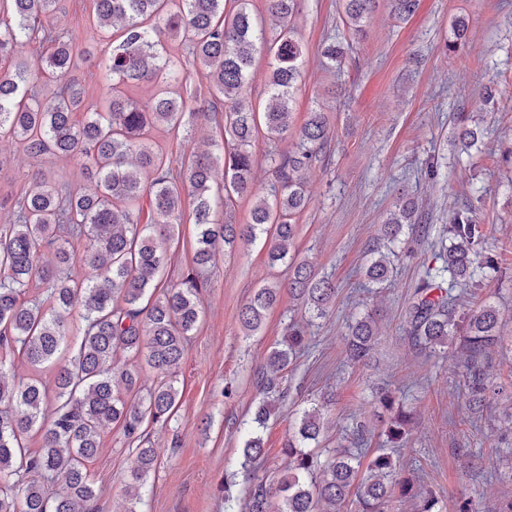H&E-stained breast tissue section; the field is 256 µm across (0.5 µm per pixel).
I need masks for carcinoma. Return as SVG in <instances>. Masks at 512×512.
I'll use <instances>...</instances> for the list:
<instances>
[{"mask_svg":"<svg viewBox=\"0 0 512 512\" xmlns=\"http://www.w3.org/2000/svg\"><path fill=\"white\" fill-rule=\"evenodd\" d=\"M60 0H0V14L14 23L0 29V140L9 139L32 160L59 159L80 167L93 192H72L38 167L13 206V224L0 233V351L18 353L36 369H54L53 385L23 378L7 385L0 359V512H95L97 489L88 463L100 449L108 426H122L124 437L138 443L136 462L126 473L125 512H137L142 490L156 468L159 451L144 445L142 425L167 422L179 401L177 376L186 345L197 330L203 271L219 252L231 254L268 240L270 267L288 266V278L256 289L240 312L246 335L260 330L266 312L282 288L326 316L336 285L320 277L292 251L297 235L294 216L307 205L306 173L329 137L324 112H311L294 149L271 157L275 182L257 192L251 143L258 135L278 141L292 132L290 102L302 75L303 50L293 20L298 0H266L273 20L272 39L247 10V0L225 11L224 0H92L96 27L115 25L117 38L106 57L112 86L158 78L164 86L141 106L112 92L98 109L90 105L71 74L92 58L42 19L60 10ZM379 0H343L352 37H364ZM395 19L403 21L418 0H388ZM41 33L46 53L37 64L14 54L22 37ZM182 36L207 69L210 95L227 104L220 134L224 178L216 183L218 157L208 150L190 153L186 173L177 174L155 151L152 133L182 123L209 119L203 106L189 108L174 76L175 63L165 39ZM273 59L270 96L263 111L247 104L245 93L257 46ZM53 76L46 95L25 99L40 74ZM194 202L197 247L191 269L178 288H157L167 261L166 243L179 234L177 215L185 192ZM252 196L251 223L231 224L217 217L237 200ZM414 202L399 198L398 211L383 225L382 237L395 242L420 222ZM477 206L453 211L445 225L449 244L435 254L434 265L417 285L406 310L408 334L421 347L446 352L454 341L466 353L470 377L469 405L483 406L492 389L477 369L478 361L502 344L499 312L490 305L464 309L454 295L475 270H497L491 257L480 258L484 225ZM88 273L76 277V264ZM392 266L385 256L371 261L365 276L374 284L388 280ZM39 288L43 297H27ZM81 304L80 338L63 346L68 317ZM377 310L348 325L346 348L354 362L367 359L377 341ZM308 348L306 333L292 326L284 347L270 351L262 375V399L253 429L243 446V465L264 453L261 429L272 410L285 401L281 373ZM124 361L118 360V355ZM156 375L153 385H139L141 363ZM387 413L386 442L401 447L411 436V413L391 392L379 396ZM322 408L302 412L282 451L288 473L277 482V512H341L349 502L357 512H389L395 502L419 501L417 512H440L438 499L417 480L402 475L392 452L378 449L365 457L363 432H353L352 448L319 447L324 434ZM41 438L37 452L28 449L31 433ZM266 484L252 489L248 512H268Z\"/></svg>","mask_w":512,"mask_h":512,"instance_id":"obj_1","label":"carcinoma"}]
</instances>
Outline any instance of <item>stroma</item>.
I'll return each mask as SVG.
<instances>
[{
  "mask_svg": "<svg viewBox=\"0 0 512 512\" xmlns=\"http://www.w3.org/2000/svg\"><path fill=\"white\" fill-rule=\"evenodd\" d=\"M60 7L49 23L77 47L94 48V60L73 76L88 103L103 105L112 88L104 65L108 40L94 27L90 0H61ZM460 16L468 22V36L452 53L451 24ZM342 18V0H299L294 19L304 68L293 126L301 128L315 110L326 112L330 123L329 138L307 174L309 203L295 217V249L335 283L336 302L317 319L281 293L260 332L244 335L238 321L242 306L271 276L287 278L288 270L269 268L260 243L216 259L201 291L203 318L178 375L176 413L168 424L143 425L145 439L161 453L139 512H244L256 481L271 482L287 470L283 443L303 410L317 401L329 405L326 447L348 444L360 426L366 453H374L386 445L374 416V395L382 389L395 393L414 418L408 446L394 451L400 468L438 497L440 512H459L468 498L478 501L480 512H499L512 497V346L482 359L481 371L503 390L475 412L466 405L469 376L456 352L422 349L405 323L450 212L474 200L487 228L483 252L499 270L461 290L460 302L494 304L500 335L512 336V0H419L402 22L381 0L359 41L351 39ZM333 41L344 48L334 68L323 56ZM166 46L191 95L207 100V69L180 40H167ZM491 81L500 92L487 102L477 90ZM223 109L216 102L210 120L175 134L156 133L173 170L181 169L194 144L218 138ZM464 122L482 130L478 147L468 151L457 139ZM1 155L8 162L0 167V232L14 220L13 205L32 167L10 141L0 142ZM401 193L415 201L423 225L402 236L390 258L391 277L373 285L365 268ZM192 209L184 202L181 236L168 246L161 287L179 285L192 266ZM375 306L381 333L372 357L350 363L344 346L348 324ZM292 324L304 327L310 347L284 374L288 397L263 433L265 456L247 466L244 436L261 396L263 364ZM134 459L121 426L111 425L89 464L99 489L97 512H124L122 478Z\"/></svg>",
  "mask_w": 512,
  "mask_h": 512,
  "instance_id": "stroma-1",
  "label": "stroma"
}]
</instances>
